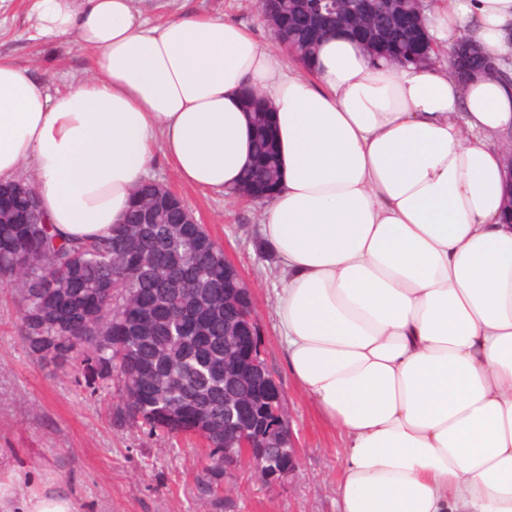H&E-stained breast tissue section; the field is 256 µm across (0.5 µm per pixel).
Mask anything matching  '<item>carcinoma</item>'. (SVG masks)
Segmentation results:
<instances>
[{
  "label": "carcinoma",
  "mask_w": 512,
  "mask_h": 512,
  "mask_svg": "<svg viewBox=\"0 0 512 512\" xmlns=\"http://www.w3.org/2000/svg\"><path fill=\"white\" fill-rule=\"evenodd\" d=\"M299 4L264 0L266 22L288 23L292 57L313 63L327 32L286 19ZM256 175L276 191L279 170L272 126L255 129ZM15 187L42 215L40 198L21 177ZM131 200L146 224H114L84 241L61 240L50 224H14L0 213V284L21 306L22 338L41 358L80 362L94 393L118 376L125 409L151 435L195 433L209 455L224 451V365L237 355L225 341L224 252L201 224L147 183Z\"/></svg>",
  "instance_id": "carcinoma-1"
}]
</instances>
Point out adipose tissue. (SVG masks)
<instances>
[{
	"label": "adipose tissue",
	"instance_id": "1",
	"mask_svg": "<svg viewBox=\"0 0 512 512\" xmlns=\"http://www.w3.org/2000/svg\"><path fill=\"white\" fill-rule=\"evenodd\" d=\"M427 67L324 37L300 71L241 24H148L132 0H35L30 37L76 43L92 75L49 93L0 56V182L28 166L46 223H120L153 146L177 177L231 192L252 162L242 105L271 106L280 186L260 212L277 259L289 375L343 440L336 512H512V84L461 83L460 36L512 48V0H426ZM0 477V512H77Z\"/></svg>",
	"mask_w": 512,
	"mask_h": 512
}]
</instances>
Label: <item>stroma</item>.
Returning a JSON list of instances; mask_svg holds the SVG:
<instances>
[{
  "label": "stroma",
  "instance_id": "35a3bbf8",
  "mask_svg": "<svg viewBox=\"0 0 512 512\" xmlns=\"http://www.w3.org/2000/svg\"><path fill=\"white\" fill-rule=\"evenodd\" d=\"M31 6L32 0H0V55L31 66L53 90L86 80L88 56L74 43L29 39ZM133 6L151 24L199 13L245 25L261 46L276 42L255 0H133ZM148 175L189 202L251 288L264 358L283 392L299 450L297 471L265 483L240 468L220 478L214 495H201L203 439L148 435L124 417L120 382L92 393L82 371L62 370L30 354L18 331L19 304L1 286L0 471L16 465L34 480L49 479L74 497L80 512H335L341 440L295 389L285 366L274 313L276 269L259 233L260 203L230 205L223 193L189 187L161 158Z\"/></svg>",
  "mask_w": 512,
  "mask_h": 512
}]
</instances>
